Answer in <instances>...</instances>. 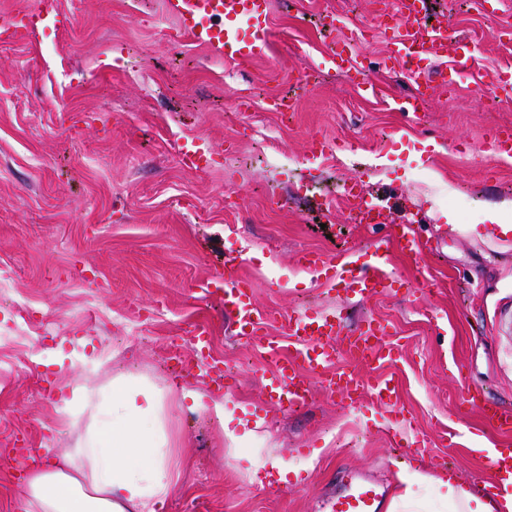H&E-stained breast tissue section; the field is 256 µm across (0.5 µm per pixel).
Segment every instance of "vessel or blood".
I'll return each mask as SVG.
<instances>
[{"label":"vessel or blood","mask_w":512,"mask_h":512,"mask_svg":"<svg viewBox=\"0 0 512 512\" xmlns=\"http://www.w3.org/2000/svg\"><path fill=\"white\" fill-rule=\"evenodd\" d=\"M166 11L174 17L179 33L197 46L238 62L267 55L271 45V0H165ZM423 0H402L399 13L389 15L386 27L391 30L390 60L417 72L421 62L438 60L454 54L459 67H466L470 54L466 43L449 35L447 28L428 29L424 23ZM30 32L50 28L65 32L70 16L61 11L56 0H38L25 16ZM182 163L194 170L212 165L211 153L198 139L184 140L179 146ZM346 194L351 203L352 220L357 224H387L392 241L407 255L420 254L423 245L416 237L413 222L397 220L394 208L370 194L361 183L348 185ZM370 260L361 264L350 260L343 264L327 262L320 255L308 258L309 266L328 281L343 285L363 300H372L390 286L393 276L385 244L373 243ZM240 256L226 253L224 269L209 278L204 286L207 295L224 307L235 336L262 338L267 315L258 310L252 299V284L238 276ZM287 346L267 340L266 347L275 364V375L267 393L279 410L307 406L312 399L311 375H318L329 396L355 405L364 399L390 409L397 408L398 385L394 377L376 376L365 379L348 366H336L338 349L368 364L391 362L386 352L385 324L369 320L354 333H347L341 313L297 314L286 318ZM463 399L498 436H512V405L484 393L465 388ZM340 485L327 499L328 512H384L387 491L371 477L349 471L338 472Z\"/></svg>","instance_id":"1"}]
</instances>
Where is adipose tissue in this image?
<instances>
[{
	"label": "adipose tissue",
	"instance_id": "adipose-tissue-1",
	"mask_svg": "<svg viewBox=\"0 0 512 512\" xmlns=\"http://www.w3.org/2000/svg\"><path fill=\"white\" fill-rule=\"evenodd\" d=\"M64 407L88 418L80 455L32 468L16 512H157L177 485L164 391L118 374L94 394L72 389ZM424 488L432 501L422 499ZM388 512H512V493L492 500L456 479L416 471Z\"/></svg>",
	"mask_w": 512,
	"mask_h": 512
}]
</instances>
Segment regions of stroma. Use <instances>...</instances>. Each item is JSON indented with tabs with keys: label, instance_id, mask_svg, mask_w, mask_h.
Returning a JSON list of instances; mask_svg holds the SVG:
<instances>
[{
	"label": "stroma",
	"instance_id": "35a3bbf8",
	"mask_svg": "<svg viewBox=\"0 0 512 512\" xmlns=\"http://www.w3.org/2000/svg\"><path fill=\"white\" fill-rule=\"evenodd\" d=\"M58 3L73 18L68 32L0 42V271L13 305L30 311L25 322L0 305V512H14L24 490V449L78 453L84 426L59 412L61 398L118 373L171 392L181 468L161 512H325L338 468L384 481L393 497L401 473L435 474L444 460L469 484L485 470L483 449L512 446L461 393L466 376L512 401V332L496 330L512 307V235L486 220L494 208L512 220V163L484 160L489 131L512 127V100L478 91L487 73L512 70V42L498 36L512 27V0L493 18L472 0H429L433 22L450 23L475 52L457 86L436 90L418 120L398 107L411 80L374 64L385 50L376 33L361 60L377 95L352 72L318 68L311 86L300 82L334 37L371 29L374 0H273L269 56L241 63L180 37L162 0ZM282 94L294 95L292 111H268ZM322 136L334 149L308 161ZM186 137L212 148L210 170L181 163ZM354 180L396 194L428 244L415 258L392 249L397 290L370 302L298 262L304 252L340 260L380 237L350 220L344 187ZM229 199L237 208L226 209ZM231 245L271 316L268 336L284 340L281 318L294 313L339 308L351 324L391 321L405 422L368 401L339 404L321 388L294 412L265 404L270 358L226 333L223 307L202 290ZM202 311L213 356L237 375L230 389L211 385L191 345L181 349L183 369L165 361ZM188 391L247 410L237 447ZM420 441L426 453L413 454ZM271 452L292 476L254 483Z\"/></svg>",
	"mask_w": 512,
	"mask_h": 512
}]
</instances>
